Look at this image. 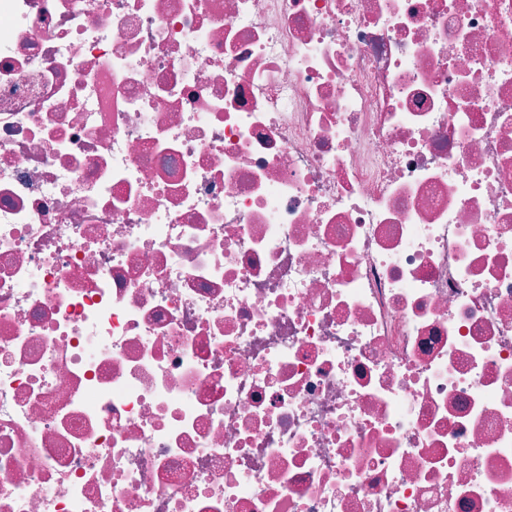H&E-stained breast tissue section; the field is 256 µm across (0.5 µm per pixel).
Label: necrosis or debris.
<instances>
[{
  "label": "necrosis or debris",
  "mask_w": 512,
  "mask_h": 512,
  "mask_svg": "<svg viewBox=\"0 0 512 512\" xmlns=\"http://www.w3.org/2000/svg\"><path fill=\"white\" fill-rule=\"evenodd\" d=\"M0 512H512V0H0Z\"/></svg>",
  "instance_id": "necrosis-or-debris-1"
}]
</instances>
